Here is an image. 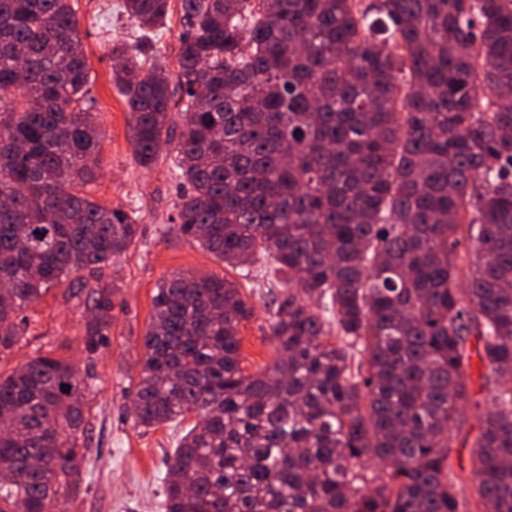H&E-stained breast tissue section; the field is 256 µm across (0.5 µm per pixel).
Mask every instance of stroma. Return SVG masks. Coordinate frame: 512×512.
<instances>
[{
    "mask_svg": "<svg viewBox=\"0 0 512 512\" xmlns=\"http://www.w3.org/2000/svg\"><path fill=\"white\" fill-rule=\"evenodd\" d=\"M122 4L123 0H72L91 68L93 113L102 132L94 177L84 190L100 203L132 208L140 215L136 243L109 270L123 285L112 311L109 341L97 353L87 354L79 337L87 312L62 285L50 288L29 308L26 341L0 359L3 373L47 353L69 360L78 370H92L100 381L99 391L87 398L88 450L80 463L79 486L60 498L56 512H164L165 462L185 427L137 425L132 409L142 339L161 280L186 273L239 280L256 309L241 329L242 365L253 373L272 367L276 359L265 308L276 287L273 273L257 268L240 278L198 245L168 232L181 191L174 177L175 152L165 146L149 169L134 158V121L112 84V62L105 49L107 40L136 38Z\"/></svg>",
    "mask_w": 512,
    "mask_h": 512,
    "instance_id": "35a3bbf8",
    "label": "stroma"
}]
</instances>
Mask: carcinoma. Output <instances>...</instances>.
Here are the masks:
<instances>
[{
  "label": "carcinoma",
  "instance_id": "obj_1",
  "mask_svg": "<svg viewBox=\"0 0 512 512\" xmlns=\"http://www.w3.org/2000/svg\"><path fill=\"white\" fill-rule=\"evenodd\" d=\"M71 2L0 0V356L64 283L95 352L138 233L79 189L99 133ZM178 2L176 70L148 36L170 0H125L139 39L108 49L135 159L182 113L164 232L280 289L276 360L246 374L237 282L156 288L136 422L198 418L165 512H461L453 429L486 398L475 512H512V0ZM98 388L48 355L0 374V512L77 487Z\"/></svg>",
  "mask_w": 512,
  "mask_h": 512
}]
</instances>
